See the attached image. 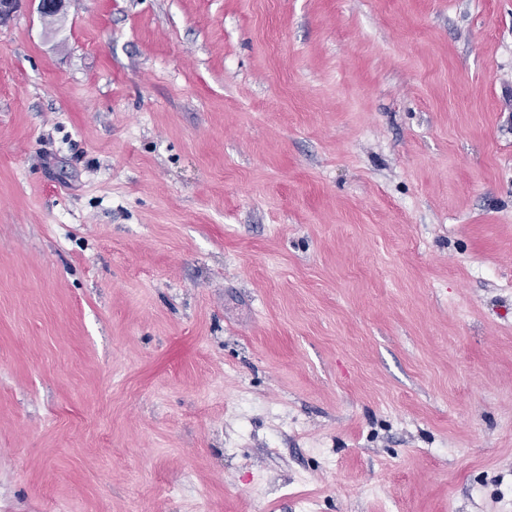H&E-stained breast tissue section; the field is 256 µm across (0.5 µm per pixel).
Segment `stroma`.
<instances>
[{
	"label": "stroma",
	"instance_id": "obj_1",
	"mask_svg": "<svg viewBox=\"0 0 512 512\" xmlns=\"http://www.w3.org/2000/svg\"><path fill=\"white\" fill-rule=\"evenodd\" d=\"M38 3L0 512H512V0Z\"/></svg>",
	"mask_w": 512,
	"mask_h": 512
}]
</instances>
